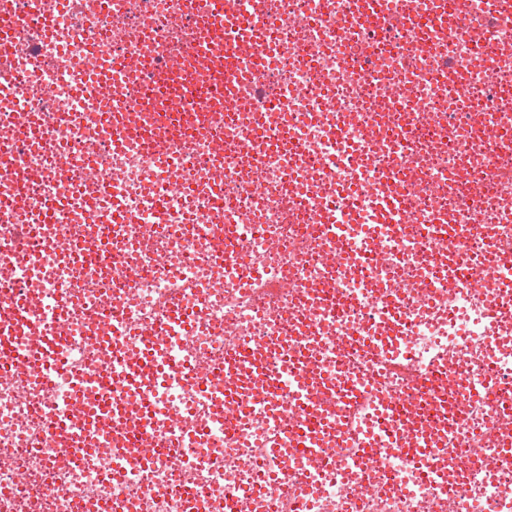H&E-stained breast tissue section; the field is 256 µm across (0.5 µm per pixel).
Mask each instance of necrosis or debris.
Wrapping results in <instances>:
<instances>
[{
  "mask_svg": "<svg viewBox=\"0 0 512 512\" xmlns=\"http://www.w3.org/2000/svg\"><path fill=\"white\" fill-rule=\"evenodd\" d=\"M210 7L27 0L0 58V318L30 302L18 350L66 337L43 381L0 363V512H512V335L459 273L512 250V15L225 0L254 48H209L228 97L204 100L185 49ZM146 56L188 74L182 118L144 104ZM156 137L177 140L163 169ZM150 326L175 369L113 389L154 442L121 458L103 394L60 400ZM246 339L277 373L314 357L304 402L217 374Z\"/></svg>",
  "mask_w": 512,
  "mask_h": 512,
  "instance_id": "4bbe7bcc",
  "label": "necrosis or debris"
}]
</instances>
